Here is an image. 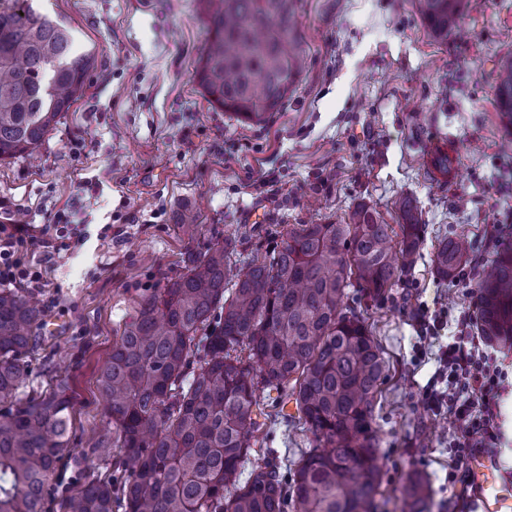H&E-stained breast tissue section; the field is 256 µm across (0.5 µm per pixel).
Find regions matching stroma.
Segmentation results:
<instances>
[{
	"label": "stroma",
	"mask_w": 512,
	"mask_h": 512,
	"mask_svg": "<svg viewBox=\"0 0 512 512\" xmlns=\"http://www.w3.org/2000/svg\"><path fill=\"white\" fill-rule=\"evenodd\" d=\"M92 56L82 97L49 133L38 161L0 160V197L24 220L73 214L71 247L49 277L59 305L33 360L34 383L70 367L72 445L106 428L95 378L115 330L139 298L183 270L189 256L232 235L279 242L290 224H339L359 202L386 223L396 200L422 212V258L387 299L356 307L387 362L375 403L383 512L421 472L432 512H462L448 473L455 425L433 412L434 347H421L416 314L448 311L449 283L430 256L437 240L467 238L491 264L492 225L512 236V150L494 107L500 59L512 56V0H466L464 40L433 38L412 0H300L306 64L287 101L255 125L212 106L194 77L207 39L199 0H33ZM456 150L454 181L429 164L435 140ZM188 208L194 231L178 222ZM269 445L298 460L310 436L278 414Z\"/></svg>",
	"instance_id": "obj_1"
}]
</instances>
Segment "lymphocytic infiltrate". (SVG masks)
<instances>
[{
    "label": "lymphocytic infiltrate",
    "instance_id": "f902f5d3",
    "mask_svg": "<svg viewBox=\"0 0 512 512\" xmlns=\"http://www.w3.org/2000/svg\"><path fill=\"white\" fill-rule=\"evenodd\" d=\"M10 200L0 199V287L23 288L39 295L45 309L56 305L46 291V275L64 251L69 236L57 224L14 220ZM474 308L460 311L456 331L439 351V374L448 380L447 396L429 395L434 411H447L458 426L448 443L459 462L478 453L496 451L501 440L500 396L507 372L483 337L473 330Z\"/></svg>",
    "mask_w": 512,
    "mask_h": 512
}]
</instances>
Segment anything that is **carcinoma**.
<instances>
[{"instance_id":"1","label":"carcinoma","mask_w":512,"mask_h":512,"mask_svg":"<svg viewBox=\"0 0 512 512\" xmlns=\"http://www.w3.org/2000/svg\"><path fill=\"white\" fill-rule=\"evenodd\" d=\"M207 41L195 78L211 102L255 123L288 99L306 55L299 0H202ZM438 39L459 30L464 0H414ZM90 55L32 0H0V159L35 157L82 95ZM497 110L512 125V58L498 67ZM398 227L359 203L344 224H292L262 255L226 237L141 296L96 377L112 432L70 448L71 378L57 365L30 390L44 312L0 289V512H48L59 465L112 462V478L65 491L63 512H378L382 484L374 403L386 362L350 289L379 300L421 258L416 200L396 201ZM468 248L444 236L432 264L453 280ZM476 332L512 345V248L474 285ZM313 448L290 465L274 448L250 463L260 393ZM294 403L296 413L284 408ZM250 469H245L246 464ZM400 512H431L428 485L407 474Z\"/></svg>"}]
</instances>
